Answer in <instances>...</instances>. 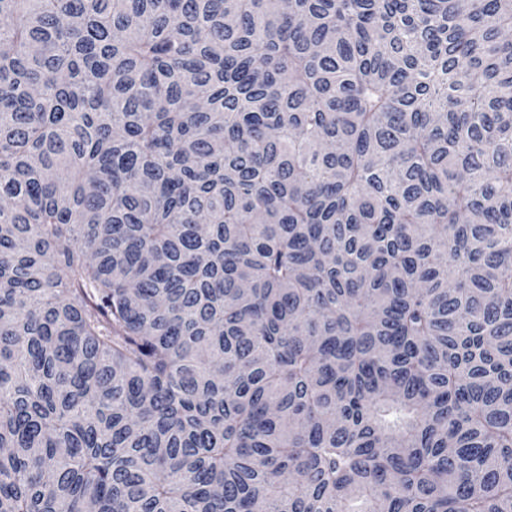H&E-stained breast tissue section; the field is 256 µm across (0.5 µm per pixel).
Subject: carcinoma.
Returning a JSON list of instances; mask_svg holds the SVG:
<instances>
[{
  "instance_id": "obj_1",
  "label": "carcinoma",
  "mask_w": 512,
  "mask_h": 512,
  "mask_svg": "<svg viewBox=\"0 0 512 512\" xmlns=\"http://www.w3.org/2000/svg\"><path fill=\"white\" fill-rule=\"evenodd\" d=\"M512 512V0H0V512Z\"/></svg>"
}]
</instances>
